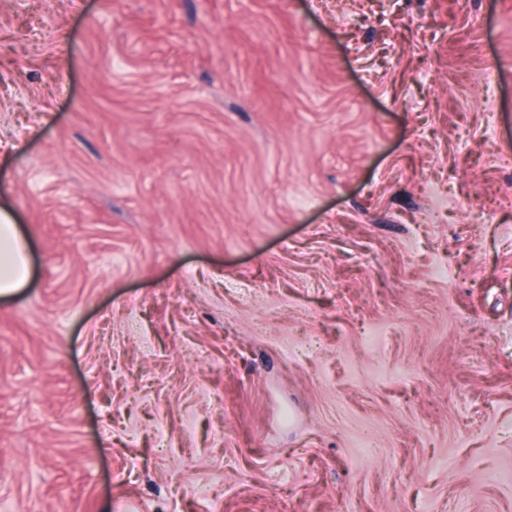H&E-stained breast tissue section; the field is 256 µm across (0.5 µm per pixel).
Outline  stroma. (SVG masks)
Masks as SVG:
<instances>
[{"instance_id": "1", "label": "stroma", "mask_w": 512, "mask_h": 512, "mask_svg": "<svg viewBox=\"0 0 512 512\" xmlns=\"http://www.w3.org/2000/svg\"><path fill=\"white\" fill-rule=\"evenodd\" d=\"M0 512H512V0H0ZM0 297L28 288L31 280L29 239L12 214L0 209Z\"/></svg>"}]
</instances>
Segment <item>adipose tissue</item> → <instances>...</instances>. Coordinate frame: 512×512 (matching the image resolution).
Here are the masks:
<instances>
[{
	"label": "adipose tissue",
	"mask_w": 512,
	"mask_h": 512,
	"mask_svg": "<svg viewBox=\"0 0 512 512\" xmlns=\"http://www.w3.org/2000/svg\"><path fill=\"white\" fill-rule=\"evenodd\" d=\"M31 245L7 209H0V297L28 288L31 280Z\"/></svg>",
	"instance_id": "1"
}]
</instances>
